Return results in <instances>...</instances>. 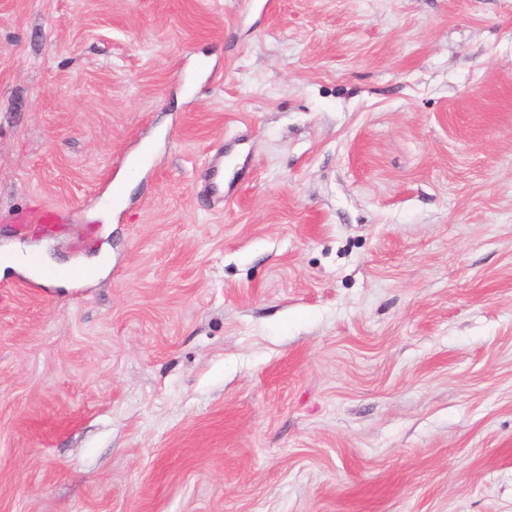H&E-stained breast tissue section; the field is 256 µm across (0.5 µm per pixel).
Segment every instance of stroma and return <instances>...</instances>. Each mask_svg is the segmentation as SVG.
<instances>
[{
	"instance_id": "stroma-1",
	"label": "stroma",
	"mask_w": 512,
	"mask_h": 512,
	"mask_svg": "<svg viewBox=\"0 0 512 512\" xmlns=\"http://www.w3.org/2000/svg\"><path fill=\"white\" fill-rule=\"evenodd\" d=\"M11 247L0 512H512V0H0ZM28 259L29 257L4 253L2 260H0V276L9 270L24 272L33 277L35 280L43 283L44 285H47L50 283H62L68 277L48 274V270L52 269L57 272H70L68 267L51 265L45 262H42L44 269L36 268L28 262Z\"/></svg>"
}]
</instances>
